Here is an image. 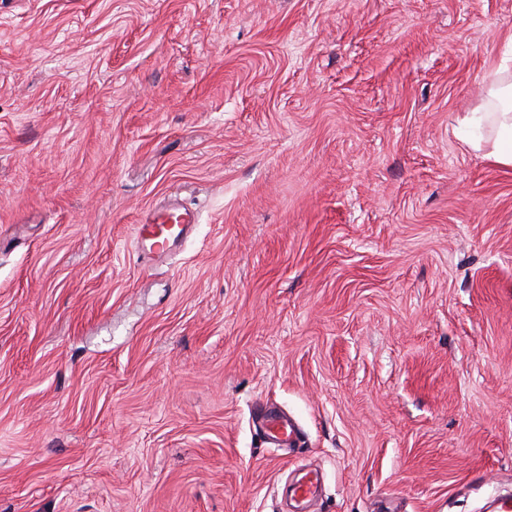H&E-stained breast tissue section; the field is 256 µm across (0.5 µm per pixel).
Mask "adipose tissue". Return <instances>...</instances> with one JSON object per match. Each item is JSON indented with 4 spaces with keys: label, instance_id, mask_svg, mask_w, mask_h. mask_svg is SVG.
Here are the masks:
<instances>
[{
    "label": "adipose tissue",
    "instance_id": "adipose-tissue-1",
    "mask_svg": "<svg viewBox=\"0 0 512 512\" xmlns=\"http://www.w3.org/2000/svg\"><path fill=\"white\" fill-rule=\"evenodd\" d=\"M486 112H472L466 118L469 125L486 127L485 138L472 141L476 150H486L496 164L512 166V72L499 69L492 72L484 87Z\"/></svg>",
    "mask_w": 512,
    "mask_h": 512
}]
</instances>
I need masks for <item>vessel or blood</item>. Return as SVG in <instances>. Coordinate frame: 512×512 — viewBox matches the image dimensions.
<instances>
[{
	"label": "vessel or blood",
	"mask_w": 512,
	"mask_h": 512,
	"mask_svg": "<svg viewBox=\"0 0 512 512\" xmlns=\"http://www.w3.org/2000/svg\"><path fill=\"white\" fill-rule=\"evenodd\" d=\"M196 222L195 212L175 206L166 207L147 214L141 224L136 225L135 238L147 243L150 254L160 258L171 253ZM261 421L271 443L288 446L295 442L298 428L282 414L268 410L262 412Z\"/></svg>",
	"instance_id": "obj_1"
}]
</instances>
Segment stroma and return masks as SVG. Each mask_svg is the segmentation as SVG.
Here are the masks:
<instances>
[{
	"instance_id": "35a3bbf8",
	"label": "stroma",
	"mask_w": 512,
	"mask_h": 512,
	"mask_svg": "<svg viewBox=\"0 0 512 512\" xmlns=\"http://www.w3.org/2000/svg\"><path fill=\"white\" fill-rule=\"evenodd\" d=\"M511 54L512 0H0V512H497ZM484 86L486 103L493 112H469L465 118L467 124L486 126L484 139L469 143L475 150L488 149L486 156L496 164L512 166V73L507 68L492 72ZM197 222V215L193 211L166 207L147 214L141 224H136L135 238L138 244L143 241L147 243L148 254L161 258L171 253ZM168 224H180L179 229L172 233ZM262 427L269 441L278 446H291L298 434L297 426L287 421L284 416L276 411L267 410L260 414Z\"/></svg>"
}]
</instances>
